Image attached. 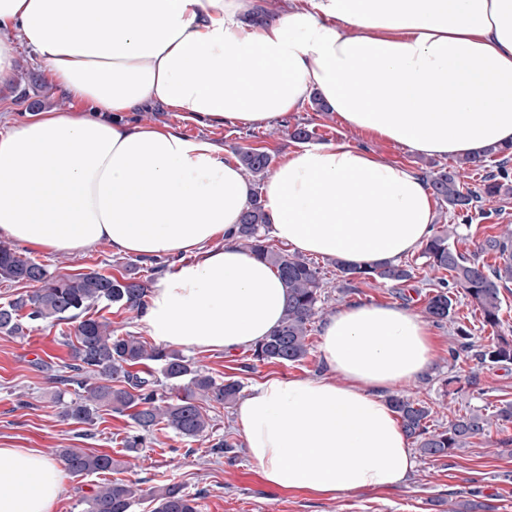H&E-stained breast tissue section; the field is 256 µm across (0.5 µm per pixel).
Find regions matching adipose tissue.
Segmentation results:
<instances>
[{
    "label": "adipose tissue",
    "mask_w": 512,
    "mask_h": 512,
    "mask_svg": "<svg viewBox=\"0 0 512 512\" xmlns=\"http://www.w3.org/2000/svg\"><path fill=\"white\" fill-rule=\"evenodd\" d=\"M252 2L0 0V84L23 45L78 105L0 131V234L189 255L154 279L141 321L190 352L254 346L286 289L228 236L252 185L223 147L118 114L160 103L180 122L276 126L317 95L350 130L428 156L512 145V0H282L257 24ZM264 200L268 236L351 266L419 250L434 221L419 173L346 137L289 154ZM429 336L397 305L327 317L322 373L268 378L236 409L264 478L322 495L404 484L417 462L386 396L433 370ZM62 491L57 462L0 448V512H53Z\"/></svg>",
    "instance_id": "1"
}]
</instances>
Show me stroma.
Instances as JSON below:
<instances>
[{
  "label": "stroma",
  "mask_w": 512,
  "mask_h": 512,
  "mask_svg": "<svg viewBox=\"0 0 512 512\" xmlns=\"http://www.w3.org/2000/svg\"><path fill=\"white\" fill-rule=\"evenodd\" d=\"M36 70L32 56L20 53L13 83L0 88V98L11 100L14 106L11 117L15 121H23L26 112L33 110L72 107L70 99L53 82L42 87L31 84L30 75ZM137 118L153 124H176L188 136L209 138L223 146L225 159L232 161L240 149L257 143L268 145L279 162L299 147L283 129L181 124L166 109L141 112ZM288 119L309 123L315 131L312 142L316 145L347 134L335 113L314 111L309 103L301 111L290 113ZM354 140L388 162L422 173L444 163L443 158L422 156L367 134L355 135ZM434 224L456 225L459 249L493 263V255L482 252L481 247L487 237L499 233L502 225H512V195L482 200L472 220L466 223L459 222L452 210L436 209ZM17 249L55 275L90 270L116 275L131 262L130 256L113 253L104 242L80 253L47 252L22 243ZM402 261L414 268V277L404 289L370 282L349 290L344 288L330 258H318L317 263L325 272L324 315L349 303L399 304L423 313L429 293L427 271L418 254L403 256ZM501 299L497 327L484 326L469 298L463 296L457 299L451 322L431 326L437 364L428 376L400 387L399 392L426 402L432 410L434 427L447 426L451 418L473 406L495 408L512 402V362L481 365L474 356L476 350L499 340L512 341V282L502 289ZM459 324L469 328L472 347L454 358L450 350L457 345L454 328ZM72 331L69 324L36 323L22 337L0 333V448H31L48 458L62 448H83L124 462L123 467L106 475H65L64 493L54 512H83L82 497L91 495L96 485L108 479L139 484L142 494L132 512H152L153 494L168 484L180 485L186 493L195 495L198 512H454L459 504L468 501L476 503L475 512H512L511 422L493 423L485 436L448 457L437 461L418 458L415 472L403 486L340 493L333 498L288 488L270 496L256 488L254 482L262 471L247 452L231 406L210 405L212 429L207 441H190L171 430L159 429L152 433L149 447L127 454L122 440L132 426L130 417L102 410L93 422L75 424L60 416L57 387L46 366L68 360L65 336ZM320 333V324H313L308 338L310 354L298 365L259 363L245 349L195 352L188 359L217 380L234 378L248 390L269 377L321 374ZM221 440L235 445V461L213 453L212 443Z\"/></svg>",
  "instance_id": "35a3bbf8"
}]
</instances>
